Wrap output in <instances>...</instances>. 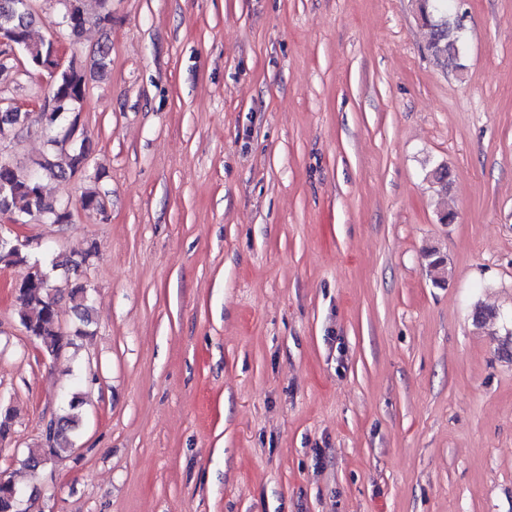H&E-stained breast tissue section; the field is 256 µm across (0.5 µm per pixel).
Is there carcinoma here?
I'll use <instances>...</instances> for the list:
<instances>
[{
	"label": "carcinoma",
	"mask_w": 512,
	"mask_h": 512,
	"mask_svg": "<svg viewBox=\"0 0 512 512\" xmlns=\"http://www.w3.org/2000/svg\"><path fill=\"white\" fill-rule=\"evenodd\" d=\"M71 3L75 25L69 29L74 37H80L90 24L101 25L112 19L110 0H94L96 7L90 9L87 0H67ZM450 0H419V16L424 26L431 32L428 51L438 61L446 65H455L458 60L457 47L460 46L461 33L464 29V15L453 14ZM36 21L34 13H21L16 9L15 0H0V29H8L15 35V42L29 64L47 58L46 43L33 42L28 30ZM48 91L57 98L61 113L72 112L75 106L83 102L86 92L84 72L75 62H70L52 77ZM65 169L54 159L45 157L35 167L24 171L17 166L0 167V209L21 216L42 217L44 212L53 207L46 201L42 190V181L52 177H61ZM427 178L439 190L448 191L450 173L448 168L438 166L427 173ZM79 204L84 209L99 210L103 200L99 192L85 190L79 196ZM427 269L433 280L439 282L447 273L445 258L435 249L424 254ZM27 254L22 249L9 243L0 244V267L23 262ZM75 308L82 312L80 320L87 323L83 313L89 308L85 288L76 285L69 291ZM19 302V317L27 333L40 341L45 352L53 356L71 344L60 331L56 298L49 295L47 289L40 287L29 277L19 284L16 294ZM80 397L74 395L67 407L50 420L49 431L41 447L31 448L21 460V465L34 470L42 465L45 458L63 459L74 449V438L79 427L76 409ZM20 489L9 479L0 484V512H15L14 499Z\"/></svg>",
	"instance_id": "obj_1"
}]
</instances>
